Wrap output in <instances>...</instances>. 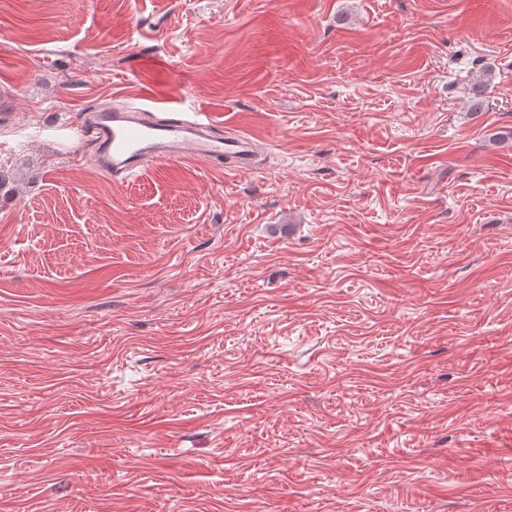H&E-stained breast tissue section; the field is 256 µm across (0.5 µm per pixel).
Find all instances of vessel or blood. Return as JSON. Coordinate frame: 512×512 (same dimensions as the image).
Masks as SVG:
<instances>
[{
    "mask_svg": "<svg viewBox=\"0 0 512 512\" xmlns=\"http://www.w3.org/2000/svg\"><path fill=\"white\" fill-rule=\"evenodd\" d=\"M136 98V104L122 109L83 114L76 127L79 134L93 137L113 185H123L145 166L187 160L220 165L228 172L254 169L257 144L250 135L234 129L217 132L206 112L161 118L148 94L140 92Z\"/></svg>",
    "mask_w": 512,
    "mask_h": 512,
    "instance_id": "obj_1",
    "label": "vessel or blood"
}]
</instances>
